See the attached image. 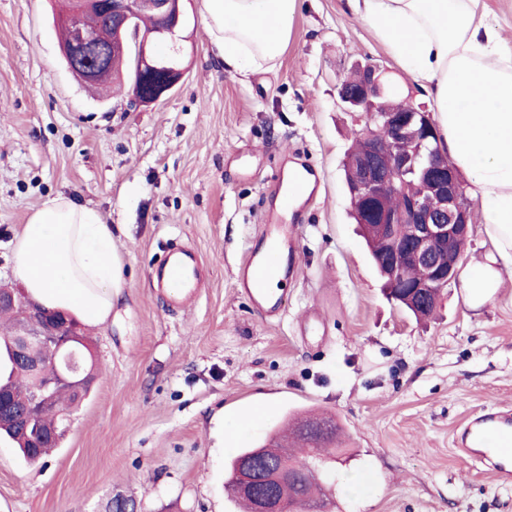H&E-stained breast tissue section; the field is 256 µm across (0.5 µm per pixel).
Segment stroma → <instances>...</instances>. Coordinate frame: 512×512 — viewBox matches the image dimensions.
Segmentation results:
<instances>
[{"label": "stroma", "instance_id": "1", "mask_svg": "<svg viewBox=\"0 0 512 512\" xmlns=\"http://www.w3.org/2000/svg\"><path fill=\"white\" fill-rule=\"evenodd\" d=\"M186 74L156 103L100 94L67 68L61 0H0V282L18 287L23 224L62 194L112 227L123 288L110 318L85 327L93 390L50 457L25 462L0 439V512H238L226 490L235 448L289 415L335 418L344 452L327 479L333 512H512V483L458 456L457 425L512 406V271L497 297L466 304L446 288L419 322L389 301L349 216L342 161L366 118L337 104L354 64H379L411 101L426 94L345 0H299L276 67L246 78L211 52L200 0H184ZM318 168L286 312L262 318L234 286L286 157ZM193 246L208 286L184 308L152 274L172 243ZM319 309L323 327L299 324ZM362 474L369 493L343 486Z\"/></svg>", "mask_w": 512, "mask_h": 512}]
</instances>
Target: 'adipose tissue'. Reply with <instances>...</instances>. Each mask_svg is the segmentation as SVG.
Here are the masks:
<instances>
[{"label": "adipose tissue", "instance_id": "1", "mask_svg": "<svg viewBox=\"0 0 512 512\" xmlns=\"http://www.w3.org/2000/svg\"><path fill=\"white\" fill-rule=\"evenodd\" d=\"M350 12L419 87L429 91L441 150L467 178L491 244L462 287L468 302L492 300L512 268V42L479 0H347ZM297 0H202L225 71L274 69L292 33ZM112 231L96 209L59 195L24 224L14 277L52 309L104 323L122 282Z\"/></svg>", "mask_w": 512, "mask_h": 512}]
</instances>
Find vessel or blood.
<instances>
[{
    "label": "vessel or blood",
    "mask_w": 512,
    "mask_h": 512,
    "mask_svg": "<svg viewBox=\"0 0 512 512\" xmlns=\"http://www.w3.org/2000/svg\"><path fill=\"white\" fill-rule=\"evenodd\" d=\"M319 180L311 172L294 175L288 193L279 208L267 212L260 232L267 243V252L248 249L236 273V288L254 304L266 318L276 316L282 308L268 286L273 277L293 278L299 273V227L305 221L301 202L311 201L313 188ZM288 252L287 265H279L278 256ZM159 290L167 296L169 305L181 308L190 304L205 287L206 265L193 247L171 251L156 273ZM462 455L490 468L502 483L512 482V409L486 412L469 420L461 434Z\"/></svg>",
    "instance_id": "obj_1"
}]
</instances>
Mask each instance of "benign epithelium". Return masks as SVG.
I'll use <instances>...</instances> for the list:
<instances>
[{"label":"benign epithelium","mask_w":512,"mask_h":512,"mask_svg":"<svg viewBox=\"0 0 512 512\" xmlns=\"http://www.w3.org/2000/svg\"><path fill=\"white\" fill-rule=\"evenodd\" d=\"M182 0H72V7L61 19L71 27L73 37L63 47L68 66L82 63L84 80L96 83L112 72L113 59L129 50L133 58L132 72L139 91L136 101L154 103L166 97L181 82L185 67L181 47L174 44L165 53L158 46L175 38L184 23ZM147 12L155 21L153 30L144 34L137 27V17ZM107 21L115 32L118 46L98 59L81 60L82 50L96 28ZM361 79L352 88L341 78L337 85V104L347 112H363L367 121L360 132L369 143L364 153L350 159L349 197L364 203V224L371 237L382 241L384 252L382 277L385 293L390 300L408 308L419 306L422 299L440 295L432 291L456 281L461 271L462 257L473 231L471 206L462 198L459 177L445 156L430 157L421 169L424 194L434 200L428 205L421 196H410L402 207L389 204L390 192L403 190L397 181L400 173L416 166L418 156L401 152L398 145L409 141L421 145L438 135L430 112L423 106L406 112H383L384 98L380 81L381 67L366 63L358 66ZM381 118L385 143L373 134L371 123ZM409 225L408 238L400 236V225ZM415 264L425 273L417 282L402 278L403 269ZM24 303V313L15 333L9 339L14 364L23 365L34 376L35 383L21 404H15L10 390L0 385V409L14 415L19 426L39 433L41 439L57 438L67 426L57 425L44 430L41 420L45 413L58 408L56 392L63 387L82 400L95 381L86 369L91 349L75 346L79 339L78 325L64 315H57L29 298L23 292L0 285V309ZM47 347L63 356L53 365L28 358V350ZM236 493L250 496L256 503L255 512H285L287 494L299 487L295 471L286 462L260 466L252 458L243 460L234 479Z\"/></svg>","instance_id":"7a95c632"}]
</instances>
